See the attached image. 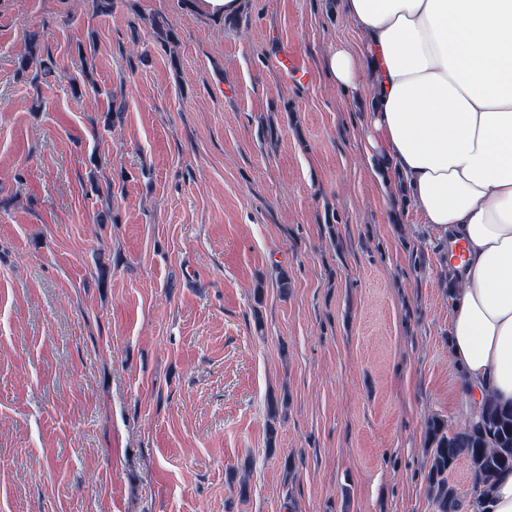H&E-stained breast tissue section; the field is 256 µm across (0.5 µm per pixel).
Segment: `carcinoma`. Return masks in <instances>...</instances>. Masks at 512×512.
<instances>
[{
    "label": "carcinoma",
    "instance_id": "cac0c4a2",
    "mask_svg": "<svg viewBox=\"0 0 512 512\" xmlns=\"http://www.w3.org/2000/svg\"><path fill=\"white\" fill-rule=\"evenodd\" d=\"M19 69L51 71L42 58L38 40L29 42L28 56L21 60ZM425 439L430 448L427 494L437 512H457L460 507L458 494L448 483V473L462 455L468 458L478 484L472 506L479 512H489L492 478L501 469L512 467V407L505 408L486 396L476 414L454 433L448 432L447 421L428 419Z\"/></svg>",
    "mask_w": 512,
    "mask_h": 512
}]
</instances>
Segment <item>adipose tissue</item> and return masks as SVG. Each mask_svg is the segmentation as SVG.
Returning a JSON list of instances; mask_svg holds the SVG:
<instances>
[{
    "mask_svg": "<svg viewBox=\"0 0 512 512\" xmlns=\"http://www.w3.org/2000/svg\"><path fill=\"white\" fill-rule=\"evenodd\" d=\"M363 35L328 75L369 85L372 139L446 238L459 388L512 406V0H343Z\"/></svg>",
    "mask_w": 512,
    "mask_h": 512,
    "instance_id": "adipose-tissue-1",
    "label": "adipose tissue"
}]
</instances>
